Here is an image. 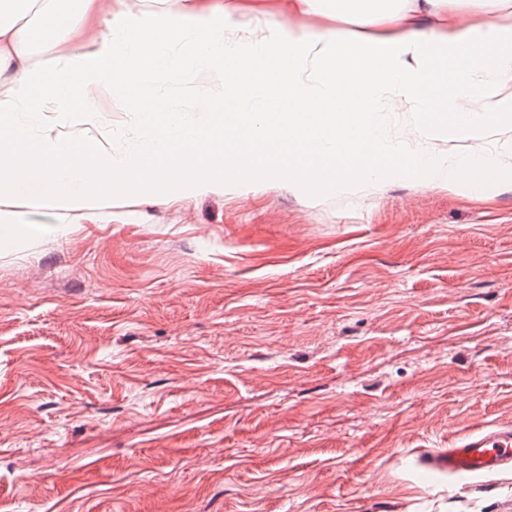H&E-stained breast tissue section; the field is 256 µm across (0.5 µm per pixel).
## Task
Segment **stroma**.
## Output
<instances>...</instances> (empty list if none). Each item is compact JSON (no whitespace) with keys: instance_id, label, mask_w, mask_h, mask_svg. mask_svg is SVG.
Wrapping results in <instances>:
<instances>
[{"instance_id":"obj_1","label":"stroma","mask_w":512,"mask_h":512,"mask_svg":"<svg viewBox=\"0 0 512 512\" xmlns=\"http://www.w3.org/2000/svg\"><path fill=\"white\" fill-rule=\"evenodd\" d=\"M224 35L335 26L194 0ZM214 73L153 93L189 119ZM78 137L135 151L131 91ZM0 246V512H512V469L422 466L512 423V189L268 180L66 210L17 195Z\"/></svg>"}]
</instances>
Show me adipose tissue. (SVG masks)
Masks as SVG:
<instances>
[{
	"mask_svg": "<svg viewBox=\"0 0 512 512\" xmlns=\"http://www.w3.org/2000/svg\"><path fill=\"white\" fill-rule=\"evenodd\" d=\"M171 0L164 24L112 21L104 0H0V200L23 195L57 208H85L112 187L156 194L193 192L240 179L288 176L315 189L413 176L461 195L477 184L472 160L483 135H504L506 153L490 154L496 172L512 170V23L487 12L466 23L458 12L422 27L416 0H327L349 28L289 27L275 41L224 39L220 12L185 13ZM64 19L43 66L31 62L38 14ZM181 30L191 55L170 46ZM223 79L224 126L240 147L220 148L210 118H162L154 85L186 69ZM89 90L82 109L99 111L96 90L123 85L154 109L139 115L137 151L106 155L89 143L35 133L29 117L64 113L73 86ZM46 94H37V87ZM401 101L427 138L452 140L448 151L413 148L382 130L378 114ZM267 150L255 163L250 149ZM151 155L149 164L141 156Z\"/></svg>",
	"mask_w": 512,
	"mask_h": 512,
	"instance_id": "ef3b65f1",
	"label": "adipose tissue"
}]
</instances>
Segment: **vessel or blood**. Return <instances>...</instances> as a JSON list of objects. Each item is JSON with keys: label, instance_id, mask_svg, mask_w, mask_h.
I'll list each match as a JSON object with an SVG mask.
<instances>
[{"label": "vessel or blood", "instance_id": "b4317fda", "mask_svg": "<svg viewBox=\"0 0 512 512\" xmlns=\"http://www.w3.org/2000/svg\"><path fill=\"white\" fill-rule=\"evenodd\" d=\"M424 461L448 475H492L512 468V424H490L464 435L453 447L428 452Z\"/></svg>", "mask_w": 512, "mask_h": 512}]
</instances>
